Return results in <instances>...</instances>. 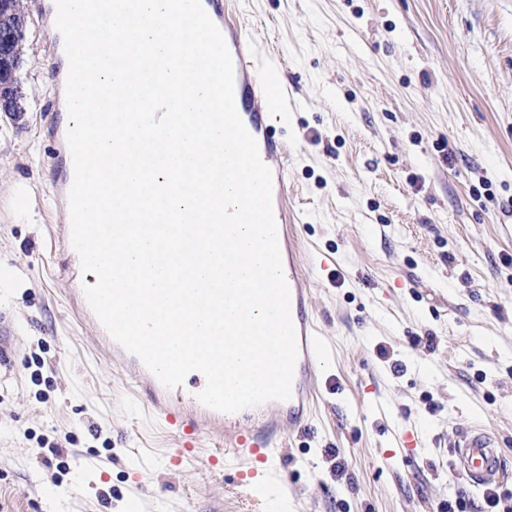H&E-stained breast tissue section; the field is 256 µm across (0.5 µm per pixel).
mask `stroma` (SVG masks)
<instances>
[{
	"instance_id": "stroma-1",
	"label": "stroma",
	"mask_w": 512,
	"mask_h": 512,
	"mask_svg": "<svg viewBox=\"0 0 512 512\" xmlns=\"http://www.w3.org/2000/svg\"><path fill=\"white\" fill-rule=\"evenodd\" d=\"M26 110L0 114V512H448V440L492 434L512 491V0H237L277 65L273 113L310 310L316 406L284 484L170 468V438L66 290V115L41 0H24ZM60 447L62 455L51 452ZM345 473L336 476V462Z\"/></svg>"
}]
</instances>
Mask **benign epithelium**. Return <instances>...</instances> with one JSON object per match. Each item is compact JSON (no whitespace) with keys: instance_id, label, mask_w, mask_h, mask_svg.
<instances>
[{"instance_id":"benign-epithelium-1","label":"benign epithelium","mask_w":512,"mask_h":512,"mask_svg":"<svg viewBox=\"0 0 512 512\" xmlns=\"http://www.w3.org/2000/svg\"><path fill=\"white\" fill-rule=\"evenodd\" d=\"M0 11L8 18L6 24L0 27V60H9L7 67L0 66V112L15 115L25 111V108L24 96L17 79L21 61L10 59V48L14 43L25 39L28 18L25 13L11 15L9 0H0Z\"/></svg>"}]
</instances>
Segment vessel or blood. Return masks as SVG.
<instances>
[{"instance_id":"1","label":"vessel or blood","mask_w":512,"mask_h":512,"mask_svg":"<svg viewBox=\"0 0 512 512\" xmlns=\"http://www.w3.org/2000/svg\"><path fill=\"white\" fill-rule=\"evenodd\" d=\"M202 6L221 32L230 49L235 73V105L250 134L256 139L261 159L273 173V213L285 278L290 290V315L296 332L298 355L294 366L291 396L285 401L264 403L259 425L244 427L235 424L232 415L202 405L197 398H183L181 389L170 390L150 373L142 361L110 340L106 329H99L101 340L108 343V356L121 369L157 411L161 421L173 429L179 443L171 456L174 465L200 459L208 467L218 466L223 456L213 453L201 456L197 444L202 435H223L233 455L239 460L238 473L242 487H251L257 477H272L274 449L284 430H296L310 411L313 393L318 384V360L324 355L309 312V292L304 277L295 266L298 241L288 228L282 213L283 177L287 166L286 152L268 134L269 111L283 107L288 90L282 83H270L268 76L255 75L248 60L249 41L242 31L224 26L226 11L221 0H201ZM450 446L458 468L472 486L485 487L499 480L503 468L493 438L482 429L458 431Z\"/></svg>"}]
</instances>
